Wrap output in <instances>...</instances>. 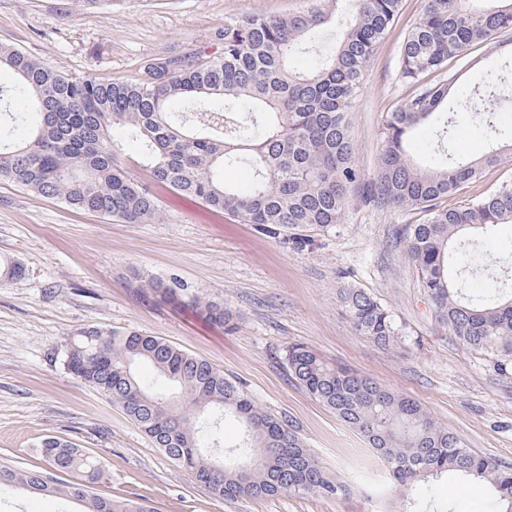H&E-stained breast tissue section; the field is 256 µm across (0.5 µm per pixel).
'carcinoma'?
Here are the masks:
<instances>
[{
	"label": "carcinoma",
	"mask_w": 512,
	"mask_h": 512,
	"mask_svg": "<svg viewBox=\"0 0 512 512\" xmlns=\"http://www.w3.org/2000/svg\"><path fill=\"white\" fill-rule=\"evenodd\" d=\"M316 2L281 16L231 18L224 22L221 54L203 50L181 63L153 58L132 81L61 73L0 45V69L15 77L9 96L31 103V111L0 119V179L127 224L156 220L151 184H159L269 236L286 228L335 227L356 203L417 211L418 222L396 228L395 244L412 260L448 332L472 349L492 352L507 369L512 294L496 287L465 293L478 270L459 261L454 245L469 231L512 224V181L464 205H450L448 198L512 151V128L498 120L502 104H512V60L488 68L451 108L449 90L462 73L439 82L426 78L450 61L465 63L472 46L512 30V0H424L400 49V78L416 91L386 113L377 171L369 179L356 162L350 114L403 0ZM329 24L340 31L335 49L310 70L297 69L293 60ZM226 100L242 102L244 111H225ZM174 103L184 105L179 121L171 118ZM459 111L470 113L474 127L501 151L475 163L450 157L446 144ZM431 121L437 141L430 163L422 165L406 146L413 131ZM126 139L140 142L151 183L135 178L120 161ZM240 164L254 172L245 191L221 176L224 168ZM149 288L199 305L211 322L235 328L222 301L185 299L161 281ZM340 303L360 335L382 348L397 342L390 312L369 292L346 288ZM286 362L309 394L365 439L394 484L408 486L452 471L487 482L495 512H512V467L500 468L467 448L414 400L352 370L328 366L303 344L288 348ZM140 363L151 364L174 392L141 378ZM64 365L120 404L157 447L217 497H338L347 491L292 424L256 406L222 370L161 337L90 325L65 350ZM227 414L241 420L245 436L219 460L211 452H224ZM41 452L54 469L74 472L77 480L61 485L43 471L0 463V493L76 498L86 512H155L142 499L96 494L103 468L74 443L50 437Z\"/></svg>",
	"instance_id": "carcinoma-1"
}]
</instances>
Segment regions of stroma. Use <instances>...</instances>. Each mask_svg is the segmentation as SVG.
Here are the masks:
<instances>
[{
    "label": "stroma",
    "mask_w": 512,
    "mask_h": 512,
    "mask_svg": "<svg viewBox=\"0 0 512 512\" xmlns=\"http://www.w3.org/2000/svg\"><path fill=\"white\" fill-rule=\"evenodd\" d=\"M310 0H0V45L72 74L135 78L145 61L214 52L224 21L276 16ZM423 0L402 11L375 50L353 113L358 165L376 172L387 112L410 95L399 76L400 48ZM161 218L123 224L67 207L0 180V260L22 276L0 277V459L47 470L40 443L56 436L103 465V496L144 495L159 512H402L406 498L448 512H491L487 483L448 473L410 488L392 484L364 439L295 382L290 345L348 367L416 401L478 454L512 467V367L467 348L438 318L394 228L417 214L351 208L326 231L286 230L273 238L250 224L154 188ZM462 248L479 272L477 294L512 281V224L476 232ZM178 282L200 301L223 300L236 318L225 333L194 309L139 286ZM362 288L400 332L382 349L357 334L339 310L342 289ZM89 325L159 336L223 370L261 407L286 417L324 469L351 487L324 498L290 494L227 500L171 460L123 409L76 379L63 363L73 335ZM56 496L6 493L0 512H81Z\"/></svg>",
    "instance_id": "1"
}]
</instances>
